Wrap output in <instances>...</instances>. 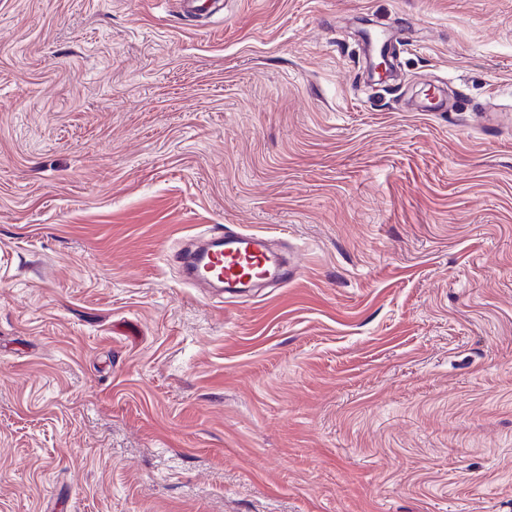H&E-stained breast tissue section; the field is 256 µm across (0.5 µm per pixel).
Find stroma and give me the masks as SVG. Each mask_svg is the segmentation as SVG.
<instances>
[{"mask_svg":"<svg viewBox=\"0 0 512 512\" xmlns=\"http://www.w3.org/2000/svg\"><path fill=\"white\" fill-rule=\"evenodd\" d=\"M0 512H512V0H0ZM202 245L203 250L174 255L192 287L208 285L236 294L269 280L287 286L300 273L297 264L270 250L268 237L260 232L226 228L224 238H211Z\"/></svg>","mask_w":512,"mask_h":512,"instance_id":"35a3bbf8","label":"stroma"}]
</instances>
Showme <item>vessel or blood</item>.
<instances>
[{"instance_id": "1", "label": "vessel or blood", "mask_w": 512, "mask_h": 512, "mask_svg": "<svg viewBox=\"0 0 512 512\" xmlns=\"http://www.w3.org/2000/svg\"><path fill=\"white\" fill-rule=\"evenodd\" d=\"M187 284L224 289L236 294L275 280L287 285L299 274L297 264L274 254L260 232L225 229L223 239H210L204 249L175 254Z\"/></svg>"}]
</instances>
